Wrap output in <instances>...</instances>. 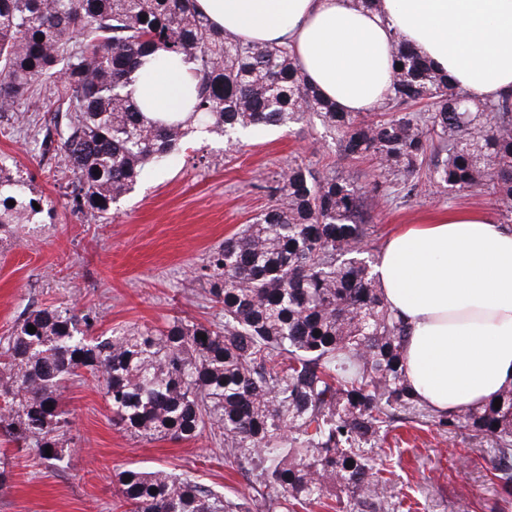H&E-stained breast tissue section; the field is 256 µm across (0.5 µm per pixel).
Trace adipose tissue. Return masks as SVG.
I'll use <instances>...</instances> for the list:
<instances>
[{"label": "adipose tissue", "instance_id": "adipose-tissue-1", "mask_svg": "<svg viewBox=\"0 0 512 512\" xmlns=\"http://www.w3.org/2000/svg\"><path fill=\"white\" fill-rule=\"evenodd\" d=\"M195 0L242 41L287 46L308 81L344 112L382 103L402 38L469 97L512 92V0ZM192 79L179 64H146L135 97L180 112ZM388 308L403 318L407 377L431 409L481 406L512 385V228L486 212L445 211L407 224L375 266Z\"/></svg>", "mask_w": 512, "mask_h": 512}]
</instances>
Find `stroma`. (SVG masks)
<instances>
[{"label": "stroma", "instance_id": "1", "mask_svg": "<svg viewBox=\"0 0 512 512\" xmlns=\"http://www.w3.org/2000/svg\"><path fill=\"white\" fill-rule=\"evenodd\" d=\"M40 127L0 121V166L22 176L29 196L49 202L41 223L0 232V336L26 309L59 302L95 318L92 335L133 324L164 325L179 315L214 320L204 284L194 277L205 254L265 210L266 185L302 162L328 175H357L371 189L375 164L343 156L319 119L308 116L286 129H268L226 148L223 139L197 134L193 153L176 151L148 168L106 222L74 213L54 170L36 142ZM405 178L388 176L384 203L369 201L372 246L381 250L401 225L448 210L494 211L487 197H457L443 189L414 199L401 196ZM76 452L54 470L31 454L9 448L13 477L0 488V512H124L113 495L115 474L128 467L187 473L221 493L248 489V478L227 458L218 439L137 442L112 424L101 386L91 378L68 385ZM377 463L392 462L396 495L418 512H512L502 508L491 473L489 439L468 431L442 432L432 424L394 429L374 449Z\"/></svg>", "mask_w": 512, "mask_h": 512}]
</instances>
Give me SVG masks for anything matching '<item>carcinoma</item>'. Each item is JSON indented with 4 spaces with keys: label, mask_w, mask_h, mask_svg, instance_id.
Segmentation results:
<instances>
[{
    "label": "carcinoma",
    "mask_w": 512,
    "mask_h": 512,
    "mask_svg": "<svg viewBox=\"0 0 512 512\" xmlns=\"http://www.w3.org/2000/svg\"><path fill=\"white\" fill-rule=\"evenodd\" d=\"M392 92L369 113L341 112L284 47L243 43L214 27L193 0H0V113L19 124L38 83L56 87L65 125L46 127L44 153L63 152L72 211L105 221L148 166L195 129L239 141L242 132L318 117L345 157L379 173L456 194L484 193L512 224V93L470 104L466 93L401 40ZM177 60L196 80L189 117L142 111L132 86L148 61ZM272 204L196 269L219 311L207 324L175 317L91 336L93 318L49 306L0 336V439L69 467L75 445L67 384L103 388L112 424L144 443L211 432L251 493L227 498L188 474L128 467L113 495L126 512H412L370 463L400 409L423 415L406 377L404 322L387 307L373 266V230L354 175L296 163L266 187ZM103 202L96 203L95 197ZM13 200L10 206L7 201ZM43 200L0 169V224H38ZM36 332L27 331L28 326ZM500 408L436 414L494 443V485L512 505V386ZM51 456H46V447ZM353 466H347V462ZM156 493H150V489Z\"/></svg>",
    "instance_id": "carcinoma-1"
}]
</instances>
